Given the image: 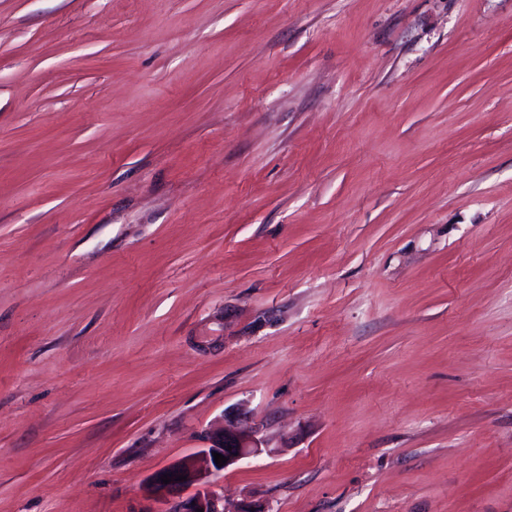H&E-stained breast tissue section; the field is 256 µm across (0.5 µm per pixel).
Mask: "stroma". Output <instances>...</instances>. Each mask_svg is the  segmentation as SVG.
Here are the masks:
<instances>
[{
  "instance_id": "stroma-1",
  "label": "stroma",
  "mask_w": 512,
  "mask_h": 512,
  "mask_svg": "<svg viewBox=\"0 0 512 512\" xmlns=\"http://www.w3.org/2000/svg\"><path fill=\"white\" fill-rule=\"evenodd\" d=\"M512 512V0H0V512ZM209 448L202 454L206 459L205 468L197 465L193 456L186 457L169 469L153 476L146 486V498L149 505L138 512H227L224 509L222 488L224 471L240 460L255 455L261 448L255 434L237 431L224 425L223 434L210 440ZM231 446V450H228ZM212 452L227 458L223 466H217ZM168 474L172 478L169 484L161 481ZM175 475L187 476L186 481H175ZM195 502V505H192ZM163 505L164 507H157Z\"/></svg>"
}]
</instances>
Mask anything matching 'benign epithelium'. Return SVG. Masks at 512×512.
<instances>
[{
  "mask_svg": "<svg viewBox=\"0 0 512 512\" xmlns=\"http://www.w3.org/2000/svg\"><path fill=\"white\" fill-rule=\"evenodd\" d=\"M259 451V441L252 433L224 427L223 434L211 439L210 446L202 450L206 466L197 465L194 457H186L169 469L153 476L146 486L149 505L142 512H225L224 496L220 493L224 471ZM227 458L223 466L214 461L213 453ZM168 475L172 481L165 484L161 476ZM187 477L185 481L175 476Z\"/></svg>",
  "mask_w": 512,
  "mask_h": 512,
  "instance_id": "1",
  "label": "benign epithelium"
}]
</instances>
